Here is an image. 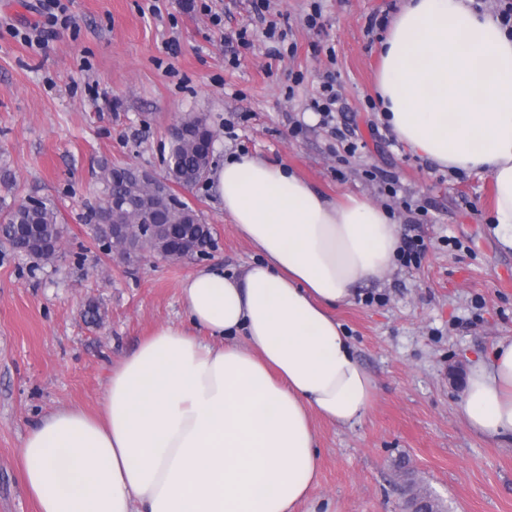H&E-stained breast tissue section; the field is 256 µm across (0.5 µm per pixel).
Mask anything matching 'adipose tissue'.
Segmentation results:
<instances>
[{
	"instance_id": "1",
	"label": "adipose tissue",
	"mask_w": 512,
	"mask_h": 512,
	"mask_svg": "<svg viewBox=\"0 0 512 512\" xmlns=\"http://www.w3.org/2000/svg\"><path fill=\"white\" fill-rule=\"evenodd\" d=\"M379 52L380 119L440 168L489 174L512 247V28L474 0H403ZM208 178L258 260L186 277V321L113 366L98 414L38 420L20 451L38 512H294L318 479L314 416L351 426L370 407L376 383L334 312L393 265L389 212L258 156ZM461 411L512 438V338L471 364Z\"/></svg>"
}]
</instances>
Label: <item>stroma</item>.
Returning <instances> with one entry per match:
<instances>
[{"label":"stroma","instance_id":"1","mask_svg":"<svg viewBox=\"0 0 512 512\" xmlns=\"http://www.w3.org/2000/svg\"><path fill=\"white\" fill-rule=\"evenodd\" d=\"M63 2L71 24L32 48L14 32L43 24L39 0H0V210L49 197L66 227L52 266L0 243V512H37L20 464L37 420L62 406L96 411L113 365L185 318L180 284L197 261L126 265L99 251L85 216L102 162L164 176L169 132L190 112L217 134L213 165L241 155L287 162L330 197L391 208L400 234L426 246L420 266L395 262L336 311L377 390L355 425L316 419L319 477L296 512H404L406 477L443 512H512V441L466 425L454 375L512 336V286L501 284L512 248L490 222V177L440 171L370 103L399 0H270L269 19L288 33L281 45L263 34L251 0H206L217 26L176 0ZM316 6L323 25L312 29L305 17ZM241 29L246 43L225 42ZM329 74L339 102L328 127L304 116ZM337 128L364 149L347 156ZM368 170L395 175L397 196ZM182 198L214 229L209 262L228 271L253 262L210 183ZM91 302L102 315L94 323Z\"/></svg>","mask_w":512,"mask_h":512}]
</instances>
